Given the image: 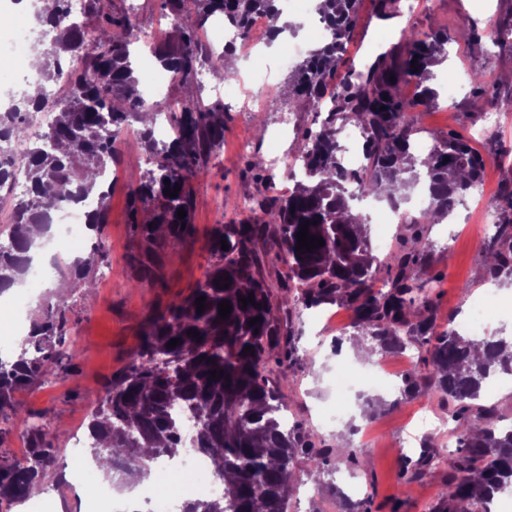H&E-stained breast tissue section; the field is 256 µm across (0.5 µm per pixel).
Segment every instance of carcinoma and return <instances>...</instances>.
Segmentation results:
<instances>
[{"instance_id": "obj_1", "label": "carcinoma", "mask_w": 512, "mask_h": 512, "mask_svg": "<svg viewBox=\"0 0 512 512\" xmlns=\"http://www.w3.org/2000/svg\"><path fill=\"white\" fill-rule=\"evenodd\" d=\"M41 26L52 30L48 43L36 45L44 58L36 96L24 91L0 107V200L9 203L11 218L0 230V291L22 285L28 275L29 253L36 247L35 225L49 232L50 207L60 201L93 199L97 232L105 223L109 188L103 178L117 154L116 143L148 111L131 67L129 46L137 24L131 14L104 8L103 0H87L91 24L71 19L69 0H40ZM359 0H320L319 21L332 29L331 39L319 44L299 64L288 85L289 95L315 108L325 104L317 127L299 133L293 160L301 178L292 187L274 190V177L249 166L262 189L250 198L254 217L213 227L212 258L203 280L185 297L148 321L129 363L101 390H90L94 409L84 428L94 462L106 474L123 478L134 471L174 457L175 449L192 445L211 460L212 471L224 479V496L203 502L188 501L181 512H287L291 480L299 460L322 470L334 448L300 424L286 426L280 412L288 407V373L273 374L292 357L280 350L282 336L292 335V322L274 315L273 288L281 293L279 306L292 311L345 302L353 313V327L383 352L412 345L425 349L428 373L402 380V392L438 396L448 407L459 448L449 463L439 500L432 512H473L481 505L490 512L491 499L512 489V425L498 409L480 403L486 379L512 375V341L488 336H461L450 328L436 332L433 291L437 278L422 277L432 243L429 226L448 215L483 180L486 157L512 156L503 146L482 155L464 135L450 131L435 138L415 170L412 153L419 134L415 104L404 99L400 87L415 79L423 103L436 104L430 85L431 67L448 58V30L425 32L414 22L400 31L396 47L359 67L346 56L358 18ZM193 5L196 22L180 28L179 44L162 49L158 57L178 81L186 83L200 53L196 30L212 18H222L245 33L250 18L281 16L274 0H164L179 15ZM492 33L512 51V15L499 18ZM419 58H414V55ZM68 75L67 96L46 99L41 86ZM395 80H390V77ZM388 99H383V96ZM50 108L54 119L37 136L29 131L31 115ZM170 137L156 140L154 127L137 130L151 160L132 189L131 223L145 247L139 259L143 275L137 283L156 278L164 265L158 254L164 240L182 242L194 234L191 181L222 147L224 123L216 110L166 105ZM350 121L361 128L365 162L357 170L341 163L336 124ZM170 183H165V180ZM424 180L429 207L403 225L400 247L379 263L365 224L350 211L355 199L388 188L392 204L408 199V191ZM171 198L164 191H174ZM495 233L485 245L484 281L512 284V182L502 185ZM184 209L186 216L178 218ZM324 244L303 254L296 251L303 222ZM273 240L277 257L288 266L272 286L262 274L259 245ZM229 245L222 250L221 241ZM386 277L376 287L378 268ZM60 276L74 285H89L97 270L82 258L63 261ZM229 283L220 289L218 285ZM206 297L197 311L195 300ZM253 297L242 305L238 298ZM228 300L229 317L219 318V303ZM68 297L57 294L30 316L31 330L19 338L6 359L0 357V419L17 416L15 393L57 377L77 357L65 345ZM259 317L261 321L249 325ZM200 336L192 338L188 332ZM179 343L168 347L173 340ZM251 347L245 354L243 349ZM223 371L220 378L210 375ZM199 419L195 434L185 439L183 416ZM482 423L476 429L471 421ZM28 456L25 461L0 459V506L11 508L29 497L34 483L43 482L54 464L47 425L26 422ZM433 458V439H426L417 460H405L404 474L412 483Z\"/></svg>"}]
</instances>
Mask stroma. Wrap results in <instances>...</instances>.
I'll use <instances>...</instances> for the list:
<instances>
[{"label":"stroma","instance_id":"obj_1","mask_svg":"<svg viewBox=\"0 0 512 512\" xmlns=\"http://www.w3.org/2000/svg\"><path fill=\"white\" fill-rule=\"evenodd\" d=\"M375 0H361L359 22L348 53L357 62L370 60L397 42L399 29L413 21L421 29L447 28L451 37L448 59L435 67L432 84L439 92L436 106L421 117L425 144L434 137L456 130L468 137L478 150H485L497 139L512 146V111L499 116L495 125L484 126L480 118L485 109L483 99L470 95V72L485 73L501 98L512 96V51L500 47L491 32L492 23L512 13V0H429L427 8L416 13L401 10L394 25L378 20L374 14ZM477 22L483 32L480 45L462 38L458 22L461 18ZM139 27L156 33L157 44L176 45L178 25L188 24L187 16L173 17L163 11L161 0H140L136 14ZM228 79L237 81L240 94L228 101L224 84L207 80L194 84L192 97H185L184 84L166 83L158 103L184 101L188 105L224 107V145L212 157L206 169L194 180L195 226L193 237L182 243L168 244L162 278L136 283V260L140 240L131 225V188L149 166L148 157L135 132H127L112 164L115 183L108 201L106 222L101 227L108 260L103 274L92 287L68 288L70 308L67 338L74 341L78 358L66 373L50 378L17 393L18 416L5 425L0 434V458L20 459L27 450L23 435V418L49 422L58 434L53 446L55 464L42 489L43 496L12 508L11 512H84L64 481L65 464L75 430L84 426L90 411L88 390L103 388L112 376L130 360L139 344L147 319L189 293L202 279L209 264L207 243L214 225L233 218H245L241 204L255 194L257 184L246 171L247 163L266 157L272 137H279L283 152H290L294 137L282 132L280 115H294L297 128L311 125L314 112L289 99L284 91L290 70L283 66L279 51L263 52L258 62L243 59L240 49L228 50L225 57ZM495 227L482 223L477 211L459 209L453 220L434 224L430 239L434 248L430 274L439 278L434 291L439 328H446L449 315L465 317L475 294L487 290L486 282L476 281L473 271L484 259L486 241ZM341 315L343 326L320 330L316 314ZM353 314L345 303L326 304L320 309L297 306L293 318V334L288 340L294 347V360L288 367L291 399L289 422L302 423L304 428L335 445L342 426L322 427L323 412L335 405L332 381L338 365L347 364L343 351L335 350V340L352 338ZM389 402L384 412L375 414L366 426L368 441L361 448L359 466H352L347 457L333 455L328 467L312 470L299 463L297 480L289 500V512H334L337 473H353L358 483L357 500L365 502L371 512H424L423 507L438 499L448 463L457 444L451 439L436 441L434 461L426 476L412 484L402 478L404 457L415 458L420 452V438L407 437L412 416L420 401L386 393Z\"/></svg>","mask_w":512,"mask_h":512}]
</instances>
